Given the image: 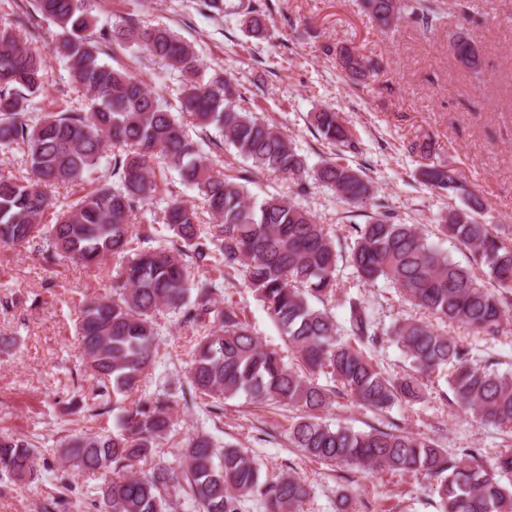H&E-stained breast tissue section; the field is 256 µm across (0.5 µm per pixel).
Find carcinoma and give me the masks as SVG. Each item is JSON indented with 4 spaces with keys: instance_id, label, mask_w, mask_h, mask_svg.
Returning <instances> with one entry per match:
<instances>
[{
    "instance_id": "carcinoma-1",
    "label": "carcinoma",
    "mask_w": 512,
    "mask_h": 512,
    "mask_svg": "<svg viewBox=\"0 0 512 512\" xmlns=\"http://www.w3.org/2000/svg\"><path fill=\"white\" fill-rule=\"evenodd\" d=\"M29 9L10 25L0 24V152L20 150L27 175L0 174V241H42L47 264L67 259L85 268L110 256L119 260L112 292L86 300L76 320L82 362L97 381V395L132 396L159 357L163 310L202 330L195 338L185 375L190 398L211 413L239 395L263 404L296 408L288 428L291 446L317 462L364 471L412 473L433 477L438 512H512V452L488 466L478 454L451 461L429 437L406 432L393 421L356 430L331 426L322 413L335 397H349L378 414L423 400L424 380L447 372L453 402L483 423L512 427V373L475 363L471 349L448 331L416 318L379 328L368 307L356 299L349 307V336L338 328L325 305L337 299L338 263L344 259L367 286L383 281L399 296L444 325H461L475 335L493 336L505 316L502 293L512 290L509 228L478 220L483 209L455 170L425 164L421 178L459 198L439 214L437 231L470 252L474 265L452 261L428 241L416 224H402L387 213L352 224L349 250L326 224L289 195L260 201L234 177L214 169L203 145H228L255 171L282 174L298 192L307 179L328 187L349 204H363L375 186L362 170L335 159L309 165L288 135L238 105L241 92L224 71L204 66L194 46L163 25L116 24L91 32L96 0H28ZM220 14H243L249 36L264 39L262 13L232 0H203ZM378 25L391 26L404 15L426 24L439 19L434 0H362ZM57 29L56 54L64 61L84 100L68 111L31 115L44 89L40 49L33 20ZM113 45L133 48L177 75V112L163 95L126 70L103 60ZM454 58H481L468 33L448 43ZM342 67L357 80L373 65L351 51ZM319 136L333 146L351 145V133L337 112L312 115ZM213 129L215 134L208 133ZM112 147L109 178L97 176L105 148ZM176 172L195 190L197 202L172 196L162 210L166 244L131 254L136 216L156 215L158 184L154 163ZM90 189L54 210V192ZM54 222L42 223L47 212ZM241 273L257 300L277 324L298 364L291 366L276 348L252 335L240 309L218 304L221 289L212 278H196L191 267ZM322 307L315 306V303ZM387 337L409 363L400 376H388L362 347ZM335 386L319 385L313 375ZM179 404L168 393L130 401L110 433L81 432L59 448L62 459L81 469L105 470L97 489L99 512H179L177 490L198 512H242L254 498L264 512H301L309 490L300 477L282 471L262 473L245 448L216 446L205 432L185 438L175 462L165 458L163 442L175 437ZM0 469L15 479H39L37 449L23 438L0 439Z\"/></svg>"
}]
</instances>
